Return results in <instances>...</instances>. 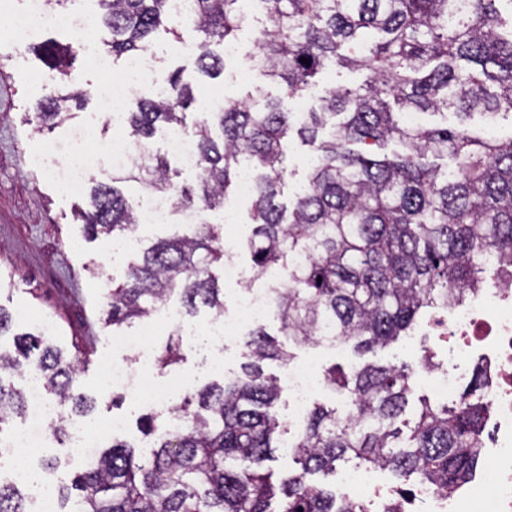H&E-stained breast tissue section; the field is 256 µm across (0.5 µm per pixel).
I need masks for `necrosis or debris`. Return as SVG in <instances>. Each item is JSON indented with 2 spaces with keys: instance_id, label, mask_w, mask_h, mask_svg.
Returning a JSON list of instances; mask_svg holds the SVG:
<instances>
[{
  "instance_id": "obj_1",
  "label": "necrosis or debris",
  "mask_w": 512,
  "mask_h": 512,
  "mask_svg": "<svg viewBox=\"0 0 512 512\" xmlns=\"http://www.w3.org/2000/svg\"><path fill=\"white\" fill-rule=\"evenodd\" d=\"M46 27H64L79 33L85 25L74 17L49 10L45 0H27L25 8L14 14L9 36L22 43ZM93 59L98 70L110 76L104 98L113 106L126 104L133 85L159 81V72L148 56L128 58L117 72L109 57L97 52ZM272 306L271 291H243L234 318L211 323V342L224 346L243 329L267 318ZM428 333L445 342L453 341L459 354L479 356L487 381L482 401L488 430L480 453L491 465L472 485L453 489L419 485L411 497L426 505L427 512H512V286L506 288L494 282L462 304L440 308L428 322ZM280 382L289 391L294 415H303L322 384L317 361L304 367L286 366ZM107 384L112 390L164 409L181 381L174 377L160 385L152 380L146 366L135 368L116 361L107 368Z\"/></svg>"
}]
</instances>
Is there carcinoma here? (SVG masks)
Masks as SVG:
<instances>
[{
    "mask_svg": "<svg viewBox=\"0 0 512 512\" xmlns=\"http://www.w3.org/2000/svg\"><path fill=\"white\" fill-rule=\"evenodd\" d=\"M242 0H194L180 16L171 0H98L112 32V61L143 53L159 31L203 34L199 75L224 73V55L211 49L244 30ZM267 29L260 42V74L282 86L269 98L255 87L243 99L196 123L200 177L194 187L173 181L166 157L133 161L110 184L91 188L82 211L86 237L124 236L138 227L137 206L117 186L137 182L172 202L173 211L224 206L247 164L254 178L243 245L264 272L285 274L276 292L280 332L297 345L328 338L360 354L383 348L413 330L428 310L462 302L485 287L481 255L502 258L495 279L512 284V137L469 126L512 116V0H261ZM82 49L76 40L48 52L61 66ZM305 58L309 63L300 62ZM329 65L361 70L358 86L332 85L318 105L294 112L288 102ZM166 94L134 96L122 121L136 144L151 142L158 125L180 130L193 87L181 73L163 74ZM82 94L51 93L38 104L42 122L62 123L67 102ZM450 127L409 126L405 112L445 115ZM397 145L389 154L378 149ZM311 159L305 184L284 204L288 145ZM297 253L309 259L293 263ZM222 228L202 219L143 248L122 279H112L105 324L117 331L150 318L172 297L185 315L198 306L224 316V289L215 269L224 265ZM156 357L162 369L181 359L179 332ZM242 374L211 384L161 418L183 421L161 431L151 458L114 442L94 466L57 485L66 512H363L361 505L312 482L350 460L392 470L408 482L452 486L465 481L479 457L484 380L475 369L452 405L426 399L403 418L415 377L429 363H369L350 372L330 368L327 383L352 403V419L314 407L288 448L300 468L278 477L266 462L284 432L278 414L282 388L264 362L286 363L293 353L257 325L248 331ZM77 355L42 336L15 335L0 349V434L26 414V396L14 376L34 372L61 409L63 423L94 409L80 391ZM29 486L0 480V512H32Z\"/></svg>",
    "mask_w": 512,
    "mask_h": 512,
    "instance_id": "cac0c4a2",
    "label": "carcinoma"
}]
</instances>
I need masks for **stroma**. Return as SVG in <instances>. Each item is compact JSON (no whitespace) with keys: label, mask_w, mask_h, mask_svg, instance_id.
Listing matches in <instances>:
<instances>
[{"label":"stroma","mask_w":512,"mask_h":512,"mask_svg":"<svg viewBox=\"0 0 512 512\" xmlns=\"http://www.w3.org/2000/svg\"><path fill=\"white\" fill-rule=\"evenodd\" d=\"M8 25V18L0 15V306L10 311L15 321L11 332L0 336V346L12 347L14 334L42 331L68 354L85 355L79 379L84 391L99 398L88 425L101 429L113 415L123 416L127 424L117 437L145 445L149 439L137 420L149 413V406L128 399L116 409L106 397V367L112 359H123L125 353L116 349L112 330L104 324L105 294L112 277L122 275L140 248L158 238L187 232L188 227L180 215L172 213L163 223L140 225L134 234L135 247L125 251L104 236L86 241L77 213L90 208L89 186L111 183L112 168L102 162L90 169L88 188L78 193L66 190L58 172L79 145L74 134L80 127L95 126L96 139L82 145L97 156L109 140L124 136L125 131L113 121L111 112L103 109V77L85 54H77L64 73L46 58V47L72 40L70 31L47 28L21 45L4 36ZM259 39L258 29L245 30L240 36L242 55L226 60L219 79L201 81L196 74V54L191 50L200 43V34L185 29L177 40L162 32L155 35L148 53L157 69L182 71L184 79L195 83L187 126L215 111V87L223 88L225 98L240 99L250 85L260 83L256 76L248 81L240 77L241 69L256 54ZM53 90L64 94L79 91L84 99L69 120L50 127L40 123L36 107ZM209 320V309L199 308L188 322L181 361L163 370L150 369L155 379L177 375L186 381V391L175 393V400L234 377L246 361V338L241 335L228 342L220 366L209 367L197 343L198 337L206 335ZM420 356L419 339L413 336L365 355L347 346L299 348L292 363L302 366L315 358L321 366L348 370L368 362L413 364Z\"/></svg>","instance_id":"35a3bbf8"}]
</instances>
